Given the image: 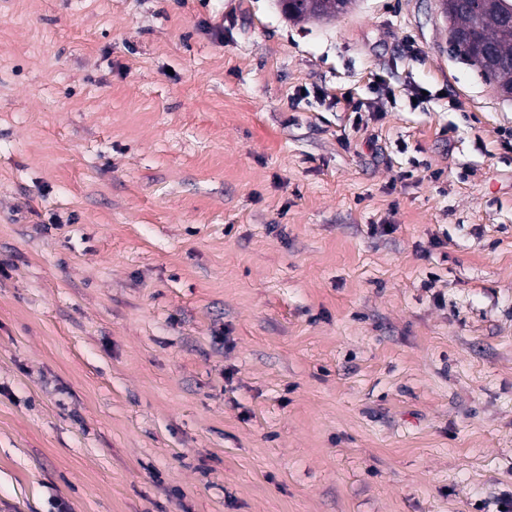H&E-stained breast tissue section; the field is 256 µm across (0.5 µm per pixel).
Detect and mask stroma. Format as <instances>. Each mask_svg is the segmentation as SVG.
Listing matches in <instances>:
<instances>
[{
	"label": "stroma",
	"mask_w": 512,
	"mask_h": 512,
	"mask_svg": "<svg viewBox=\"0 0 512 512\" xmlns=\"http://www.w3.org/2000/svg\"><path fill=\"white\" fill-rule=\"evenodd\" d=\"M505 507L512 98L434 0H0V512ZM288 17L302 21L329 20L347 11L354 0H283Z\"/></svg>",
	"instance_id": "obj_1"
}]
</instances>
